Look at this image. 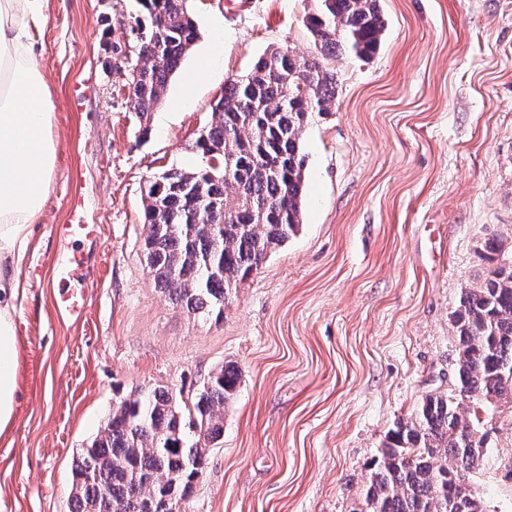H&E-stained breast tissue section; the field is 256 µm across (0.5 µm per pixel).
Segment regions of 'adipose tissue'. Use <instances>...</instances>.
I'll list each match as a JSON object with an SVG mask.
<instances>
[{"instance_id": "obj_1", "label": "adipose tissue", "mask_w": 512, "mask_h": 512, "mask_svg": "<svg viewBox=\"0 0 512 512\" xmlns=\"http://www.w3.org/2000/svg\"><path fill=\"white\" fill-rule=\"evenodd\" d=\"M40 0H0V432L13 425L19 265L55 167V105L35 68Z\"/></svg>"}]
</instances>
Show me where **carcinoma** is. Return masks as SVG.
Instances as JSON below:
<instances>
[{
  "label": "carcinoma",
  "instance_id": "obj_1",
  "mask_svg": "<svg viewBox=\"0 0 512 512\" xmlns=\"http://www.w3.org/2000/svg\"><path fill=\"white\" fill-rule=\"evenodd\" d=\"M138 56L129 71L131 103L146 119L164 99L172 75L199 37L189 0H139ZM305 25L316 53L274 49L224 85L212 120L188 150L190 168L156 175L143 194L149 273L164 292L194 312L223 314L239 284L260 269L301 224L306 156L301 143L313 114L331 111L336 75L324 59L347 50L370 58L384 29L379 0H317ZM214 168L207 155L214 147ZM490 237L480 258L483 282L464 292L455 312L459 344L454 389L425 396L411 418L386 437L377 467L360 490V512H474L465 472L487 441L480 411L512 400V262ZM238 369H215L191 406L154 387L116 402L103 429L74 463L75 512H172L224 435V405Z\"/></svg>",
  "mask_w": 512,
  "mask_h": 512
}]
</instances>
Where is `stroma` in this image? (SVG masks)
<instances>
[{
    "label": "stroma",
    "mask_w": 512,
    "mask_h": 512,
    "mask_svg": "<svg viewBox=\"0 0 512 512\" xmlns=\"http://www.w3.org/2000/svg\"><path fill=\"white\" fill-rule=\"evenodd\" d=\"M369 59L340 52L329 114L313 116L298 232L232 291L222 317L173 303L146 267L142 190L212 119L229 80L266 51H313L314 0H191L199 38L148 121L108 41L138 0H42L33 62L56 104L55 172L33 226L14 313L19 397L0 434V512H71L74 461L116 401L155 386L194 398L241 372L179 512H357L397 422L453 384L454 314L480 283L481 245L512 259V0H381ZM95 242L53 234L70 175ZM84 254L79 312L58 311L59 257ZM481 429L467 473L486 512H512V403Z\"/></svg>",
    "instance_id": "1"
}]
</instances>
